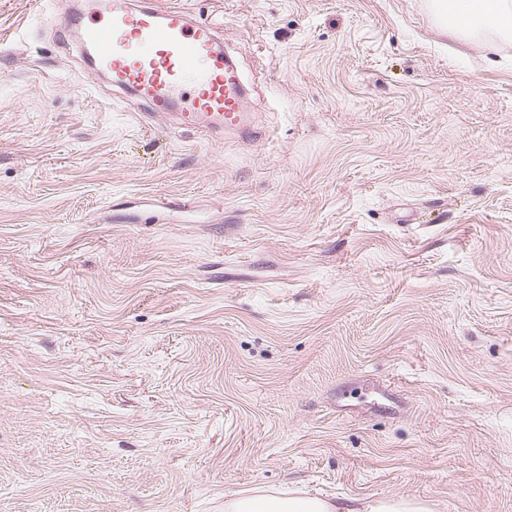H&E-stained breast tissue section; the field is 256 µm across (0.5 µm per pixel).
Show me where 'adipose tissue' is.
Wrapping results in <instances>:
<instances>
[{
    "mask_svg": "<svg viewBox=\"0 0 512 512\" xmlns=\"http://www.w3.org/2000/svg\"><path fill=\"white\" fill-rule=\"evenodd\" d=\"M434 8L445 25H456L465 17L472 29L491 28L505 36L512 35V0H435ZM224 512H432L428 505L404 499L363 500L328 499L291 494L269 495L239 492L225 500Z\"/></svg>",
    "mask_w": 512,
    "mask_h": 512,
    "instance_id": "obj_1",
    "label": "adipose tissue"
}]
</instances>
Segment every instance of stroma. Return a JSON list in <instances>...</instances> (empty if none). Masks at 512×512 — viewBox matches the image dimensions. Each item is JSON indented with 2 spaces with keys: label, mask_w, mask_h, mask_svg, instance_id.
Wrapping results in <instances>:
<instances>
[{
  "label": "stroma",
  "mask_w": 512,
  "mask_h": 512,
  "mask_svg": "<svg viewBox=\"0 0 512 512\" xmlns=\"http://www.w3.org/2000/svg\"><path fill=\"white\" fill-rule=\"evenodd\" d=\"M180 2L259 138L144 124L77 0H0V512H512V37ZM225 512H432L428 505L404 499L363 500L360 498L331 500L291 494L269 495L241 491L224 501Z\"/></svg>",
  "instance_id": "1"
}]
</instances>
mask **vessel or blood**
<instances>
[{
  "label": "vessel or blood",
  "mask_w": 512,
  "mask_h": 512,
  "mask_svg": "<svg viewBox=\"0 0 512 512\" xmlns=\"http://www.w3.org/2000/svg\"><path fill=\"white\" fill-rule=\"evenodd\" d=\"M75 30L83 53L111 72L116 93L137 98L144 119L174 111L186 126L205 121L253 137L240 76L216 25L195 21L169 0H147L138 9L127 0H103L92 17L74 12L61 19L60 34Z\"/></svg>",
  "instance_id": "obj_1"
}]
</instances>
